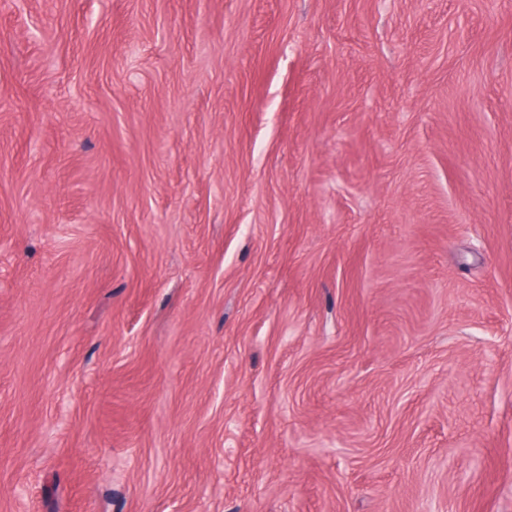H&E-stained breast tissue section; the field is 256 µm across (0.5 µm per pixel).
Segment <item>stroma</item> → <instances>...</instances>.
<instances>
[{
	"label": "stroma",
	"instance_id": "35a3bbf8",
	"mask_svg": "<svg viewBox=\"0 0 512 512\" xmlns=\"http://www.w3.org/2000/svg\"><path fill=\"white\" fill-rule=\"evenodd\" d=\"M0 512H512V0H0Z\"/></svg>",
	"mask_w": 512,
	"mask_h": 512
}]
</instances>
